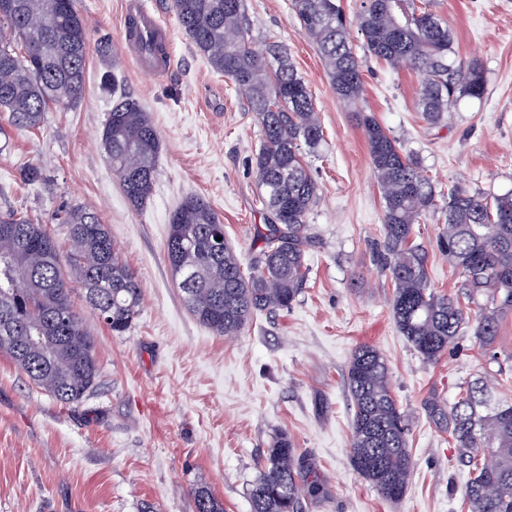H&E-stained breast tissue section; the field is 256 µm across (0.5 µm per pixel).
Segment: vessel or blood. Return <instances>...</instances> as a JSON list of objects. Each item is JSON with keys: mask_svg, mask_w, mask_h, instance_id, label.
I'll use <instances>...</instances> for the list:
<instances>
[{"mask_svg": "<svg viewBox=\"0 0 512 512\" xmlns=\"http://www.w3.org/2000/svg\"><path fill=\"white\" fill-rule=\"evenodd\" d=\"M124 49L145 73L161 76L171 67L170 31L147 0H125Z\"/></svg>", "mask_w": 512, "mask_h": 512, "instance_id": "obj_1", "label": "vessel or blood"}]
</instances>
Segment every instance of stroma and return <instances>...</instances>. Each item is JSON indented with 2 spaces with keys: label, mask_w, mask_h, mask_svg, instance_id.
<instances>
[{
  "label": "stroma",
  "mask_w": 512,
  "mask_h": 512,
  "mask_svg": "<svg viewBox=\"0 0 512 512\" xmlns=\"http://www.w3.org/2000/svg\"><path fill=\"white\" fill-rule=\"evenodd\" d=\"M172 31L168 76L148 77L130 60L115 69L90 58L76 108L45 112L36 129H10L0 142V211L14 209L64 239L65 209L82 206L107 224L134 269L143 301L131 328L115 336L74 292V308L97 341L99 377L76 404L37 388L0 355V512H195L193 490L211 487L224 512H251L247 489L271 439L288 431L315 467L321 498L306 512H464L470 478L431 397L453 402L459 388L501 374L512 398V312L501 318L492 356L464 328L454 349L426 362L397 329L393 287L374 257L382 239V199L361 129L369 112L416 155L432 178L439 210L415 227L432 288L457 295L463 278L437 248L448 191L512 190V0H432L455 31L459 59H478L483 99L465 100L436 125L415 108L419 77L369 56L358 102L336 96L291 0H246L257 47L284 43L313 94L324 140L306 161L319 185L308 217V280L291 309L262 313L232 338L215 335L185 308L165 252L170 217L188 195L203 197L224 224L243 264L259 250L266 223L251 159L260 146L255 113L180 27L172 0H151ZM113 47L122 42L124 0H78ZM137 99L162 142L153 195L133 207L105 158L99 133L116 95ZM40 168L39 182L21 178ZM387 358L393 392L411 416L412 474L404 497L383 499L350 463L352 418L345 373L353 351Z\"/></svg>",
  "instance_id": "1"
}]
</instances>
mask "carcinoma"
<instances>
[{
    "mask_svg": "<svg viewBox=\"0 0 512 512\" xmlns=\"http://www.w3.org/2000/svg\"><path fill=\"white\" fill-rule=\"evenodd\" d=\"M0 10V112L11 127H39L44 112L69 110L83 94L86 65L97 55L115 60L109 39L92 38L77 0H12ZM419 0H362L356 15L366 50L393 68L420 77L416 109L429 124L464 99H482L486 78L476 59L455 58L448 21ZM303 33L317 46L338 98L363 96L362 60L349 39L351 21L340 0H292ZM179 25L212 68L224 75L256 113L261 144L253 159L260 201L272 220L257 228L262 243L244 271L229 246L215 250L224 224L201 197H185L174 210L166 239L185 307L218 336L238 335L259 313L292 307L307 282L305 253L313 243L308 216L319 186L303 151L323 141L313 95L287 49L253 45L244 0H173ZM383 200L379 260L393 282V319L427 362L453 348L463 326L473 329L485 354L498 336L500 319L512 309V190L498 195L448 190L446 224L437 248L464 277L462 288L477 310L430 288L427 255L414 240L415 225L437 207L432 180L404 152L374 115H357ZM106 159L127 199L145 206L152 196L161 149L147 111L128 96L112 103L101 132ZM66 260L41 224L15 210L0 213V354L63 404L83 399L95 385L96 342L74 310L72 284L107 328H131L143 291L112 235L88 209H69ZM22 280L25 287L14 288ZM351 399L350 463L385 499L400 500L412 469L409 414L390 384V367L376 348L352 354L346 373ZM428 412L446 423L457 460L469 468L467 512H512V400L480 378L462 388L448 406L434 400ZM321 483L311 464L281 431L250 485L251 512H305ZM196 512H224L207 485L193 490Z\"/></svg>",
    "mask_w": 512,
    "mask_h": 512,
    "instance_id": "1",
    "label": "carcinoma"
}]
</instances>
